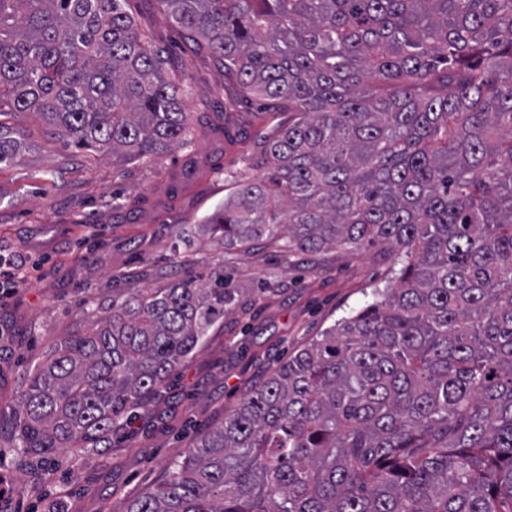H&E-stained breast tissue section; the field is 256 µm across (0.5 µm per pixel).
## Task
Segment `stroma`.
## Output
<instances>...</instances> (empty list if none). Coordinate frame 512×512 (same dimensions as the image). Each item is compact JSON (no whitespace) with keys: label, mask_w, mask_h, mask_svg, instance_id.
Returning <instances> with one entry per match:
<instances>
[{"label":"stroma","mask_w":512,"mask_h":512,"mask_svg":"<svg viewBox=\"0 0 512 512\" xmlns=\"http://www.w3.org/2000/svg\"><path fill=\"white\" fill-rule=\"evenodd\" d=\"M125 8L150 32L167 73L185 81L195 135L162 157L122 162L65 145L36 114L8 116L28 149L0 168V255L22 264L28 282L0 293V475L12 489L0 512H126L202 433L288 357L373 302L400 267L383 245L289 254L266 240L244 252L204 233L189 246L176 238L174 225L202 223L234 181L261 176L258 137L288 116L272 102L242 100L156 0ZM211 272L234 288L237 307L111 448L49 460L15 448L13 407L26 368L87 300Z\"/></svg>","instance_id":"35a3bbf8"}]
</instances>
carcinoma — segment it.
<instances>
[{
    "label": "carcinoma",
    "mask_w": 512,
    "mask_h": 512,
    "mask_svg": "<svg viewBox=\"0 0 512 512\" xmlns=\"http://www.w3.org/2000/svg\"><path fill=\"white\" fill-rule=\"evenodd\" d=\"M126 0H0V116L125 162L193 140ZM294 113L215 245L386 244L395 284L288 358L126 512H512V0H158ZM23 145L0 121V165ZM224 276L82 308L15 413L31 455L112 434L231 310Z\"/></svg>",
    "instance_id": "1"
}]
</instances>
